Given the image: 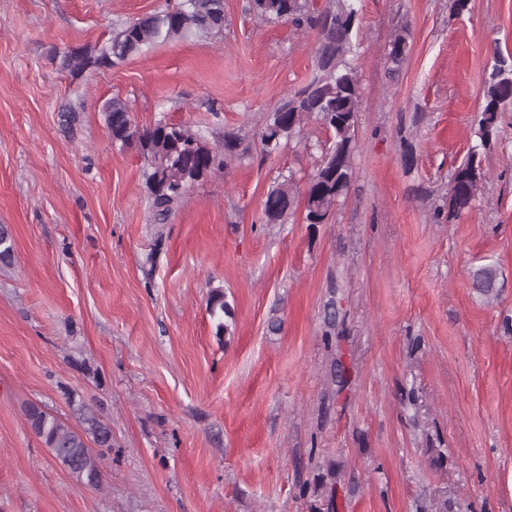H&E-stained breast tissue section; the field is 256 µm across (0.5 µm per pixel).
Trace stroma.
Returning <instances> with one entry per match:
<instances>
[{
    "instance_id": "obj_1",
    "label": "stroma",
    "mask_w": 512,
    "mask_h": 512,
    "mask_svg": "<svg viewBox=\"0 0 512 512\" xmlns=\"http://www.w3.org/2000/svg\"><path fill=\"white\" fill-rule=\"evenodd\" d=\"M176 2L0 0V512H512V109L474 208L447 217L512 0H360L354 179L323 224L301 200L284 224L262 211L331 140L310 119L274 152L260 141L311 78L316 30L224 0L221 34L61 68ZM114 97L141 127L238 138L168 223L150 221L137 149L109 136ZM73 398L111 420L96 488L25 419L36 403L78 426ZM207 310L215 322L216 335H226L229 324L224 321V317L232 319L233 312L229 304L224 301V292L221 289H214L211 292L207 301Z\"/></svg>"
}]
</instances>
